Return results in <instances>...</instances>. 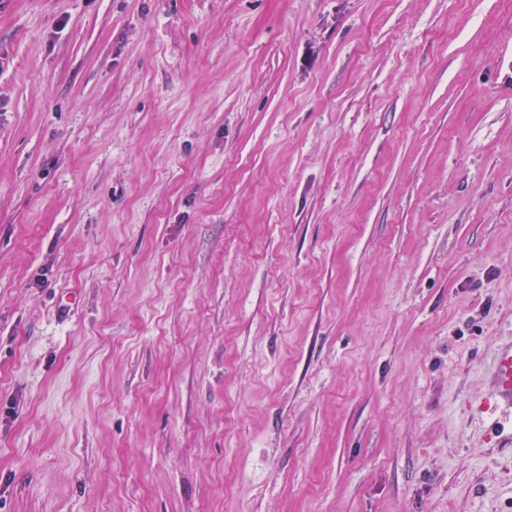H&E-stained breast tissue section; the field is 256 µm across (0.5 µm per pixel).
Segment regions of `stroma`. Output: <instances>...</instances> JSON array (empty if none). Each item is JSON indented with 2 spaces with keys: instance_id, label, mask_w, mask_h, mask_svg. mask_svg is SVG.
<instances>
[{
  "instance_id": "stroma-1",
  "label": "stroma",
  "mask_w": 512,
  "mask_h": 512,
  "mask_svg": "<svg viewBox=\"0 0 512 512\" xmlns=\"http://www.w3.org/2000/svg\"><path fill=\"white\" fill-rule=\"evenodd\" d=\"M512 0H0V512H512ZM484 404L512 408V343L502 345L494 352L491 388Z\"/></svg>"
}]
</instances>
